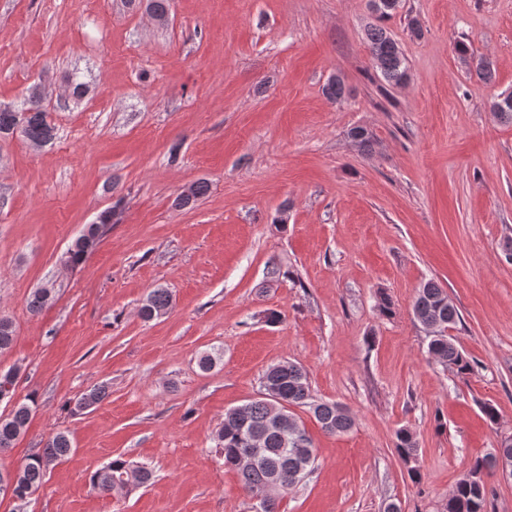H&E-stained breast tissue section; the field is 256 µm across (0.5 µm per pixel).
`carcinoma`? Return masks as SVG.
I'll return each instance as SVG.
<instances>
[{
  "instance_id": "cac0c4a2",
  "label": "carcinoma",
  "mask_w": 512,
  "mask_h": 512,
  "mask_svg": "<svg viewBox=\"0 0 512 512\" xmlns=\"http://www.w3.org/2000/svg\"><path fill=\"white\" fill-rule=\"evenodd\" d=\"M400 0H370L376 22L369 25L365 35L375 68L391 87L405 84L409 79V63L399 42L383 22L396 13ZM326 95L342 100L348 95L344 80L336 76L325 86ZM19 132L36 146L49 143L54 137V127L48 121V112L42 107L38 89H33L21 109L0 107V137ZM208 191L203 182L193 184L179 197V204L188 206ZM111 213L101 212L98 221L89 224L72 242L66 252V261L80 265L102 234L101 226L110 223ZM50 304L47 289L32 292L27 307L38 314ZM172 298L165 288H155L142 303L139 314L150 321L168 313ZM412 313L425 328H432L428 353L445 368L463 376L472 370L471 360L458 347L448 330L460 321L456 304L448 298L447 291L429 279L418 289ZM14 341L13 322L0 317V352L9 349ZM16 370L0 374V402L12 403L6 415H0V448H11L26 431L32 415V405L13 402ZM306 408L321 429L329 434H344L354 426L352 412L336 402L317 401L311 394L307 373L291 362L269 366L262 376L261 396L224 413V422L217 432V445L224 457V467L237 472L247 494H266L272 502L271 512H276L277 496L300 483L311 473L315 462L312 439L307 434L291 408ZM395 448L409 477L422 480L416 466L418 445L406 428L396 433ZM72 450V442L65 432L49 437L41 450L27 458L19 467L17 491L31 496L42 485L45 470L42 461L57 462ZM498 456L477 457L470 469L444 499L442 512H485L489 495L487 477L497 469ZM152 477L151 469L144 464H134L121 457L111 460L98 469L91 478V485L100 494L110 495L146 484Z\"/></svg>"
}]
</instances>
